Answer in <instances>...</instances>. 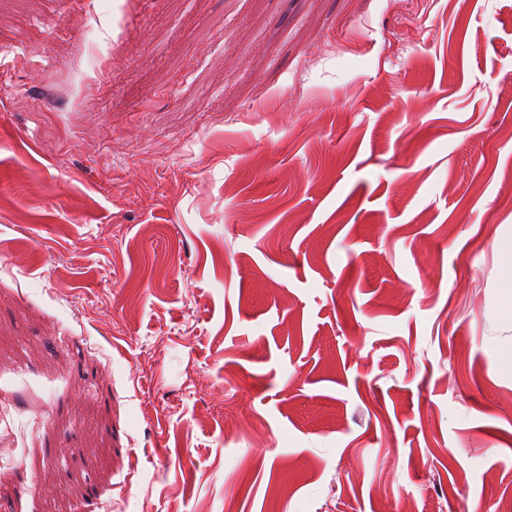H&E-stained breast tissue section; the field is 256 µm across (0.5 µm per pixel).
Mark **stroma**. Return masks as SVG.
Returning a JSON list of instances; mask_svg holds the SVG:
<instances>
[{
  "label": "stroma",
  "instance_id": "1",
  "mask_svg": "<svg viewBox=\"0 0 512 512\" xmlns=\"http://www.w3.org/2000/svg\"><path fill=\"white\" fill-rule=\"evenodd\" d=\"M512 0H0V512L512 498Z\"/></svg>",
  "mask_w": 512,
  "mask_h": 512
}]
</instances>
